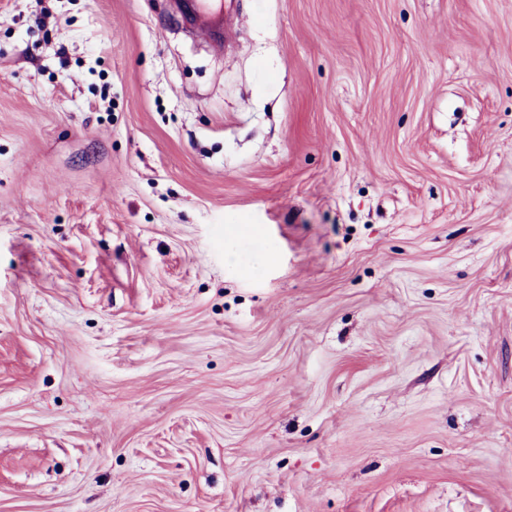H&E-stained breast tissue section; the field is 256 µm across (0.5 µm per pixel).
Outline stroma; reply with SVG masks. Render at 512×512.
<instances>
[{
    "label": "stroma",
    "mask_w": 512,
    "mask_h": 512,
    "mask_svg": "<svg viewBox=\"0 0 512 512\" xmlns=\"http://www.w3.org/2000/svg\"><path fill=\"white\" fill-rule=\"evenodd\" d=\"M0 0V512H512V0ZM190 7L197 16V27L204 31L222 28L224 22V2L222 0H189Z\"/></svg>",
    "instance_id": "35a3bbf8"
}]
</instances>
